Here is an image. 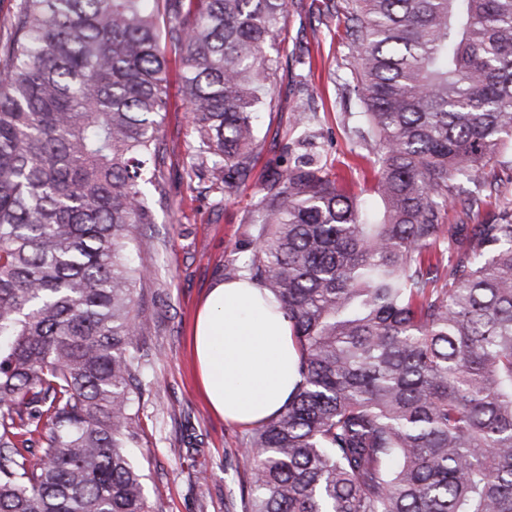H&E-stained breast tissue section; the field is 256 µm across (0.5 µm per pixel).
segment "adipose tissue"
<instances>
[{
    "instance_id": "adipose-tissue-1",
    "label": "adipose tissue",
    "mask_w": 512,
    "mask_h": 512,
    "mask_svg": "<svg viewBox=\"0 0 512 512\" xmlns=\"http://www.w3.org/2000/svg\"><path fill=\"white\" fill-rule=\"evenodd\" d=\"M193 344L203 395L229 422L250 425L275 414L297 381L288 317L253 283L221 282L209 289Z\"/></svg>"
}]
</instances>
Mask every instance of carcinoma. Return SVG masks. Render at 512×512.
<instances>
[{
	"label": "carcinoma",
	"instance_id": "cac0c4a2",
	"mask_svg": "<svg viewBox=\"0 0 512 512\" xmlns=\"http://www.w3.org/2000/svg\"><path fill=\"white\" fill-rule=\"evenodd\" d=\"M355 144L382 218L309 153L259 183L225 273L280 303L287 403L241 449V512H512V211L445 224L512 166V0H344ZM288 0H20L0 44V512H149L128 449L134 231L168 198L166 47L197 143L238 188ZM451 255L432 261L429 253Z\"/></svg>",
	"mask_w": 512,
	"mask_h": 512
}]
</instances>
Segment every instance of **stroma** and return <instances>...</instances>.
Listing matches in <instances>:
<instances>
[{"label":"stroma","mask_w":512,"mask_h":512,"mask_svg":"<svg viewBox=\"0 0 512 512\" xmlns=\"http://www.w3.org/2000/svg\"><path fill=\"white\" fill-rule=\"evenodd\" d=\"M322 0H290L282 55L290 64L275 81V108L260 121L255 167L246 185L224 190L209 175L188 177L195 142L180 93L181 68L170 58L169 103L160 138L167 148L170 200L154 221L136 231L133 255L150 279L136 291L146 322L145 348L155 358L144 374L138 405L146 441L131 457L149 462L151 512H227V487L243 470L236 450L245 430L210 412L198 385L191 336L195 313L208 290L251 240L263 174L286 166L299 152L302 131L295 110L315 111L313 128L327 168L368 202H376L372 151L354 145L358 100L347 87L350 59L342 15L323 13ZM309 76L300 88L301 76Z\"/></svg>","instance_id":"stroma-1"}]
</instances>
